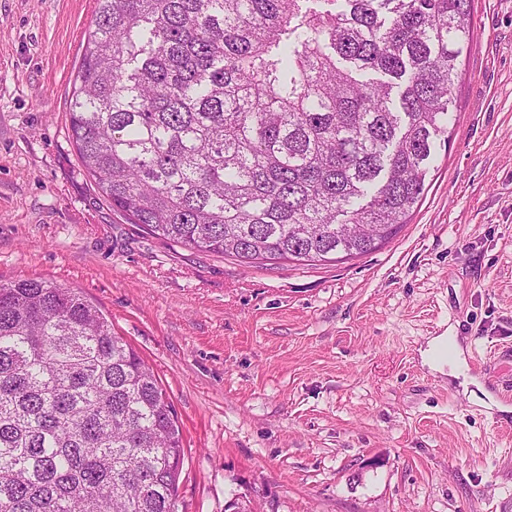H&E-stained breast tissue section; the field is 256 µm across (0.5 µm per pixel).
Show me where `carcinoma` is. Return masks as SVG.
Listing matches in <instances>:
<instances>
[{"instance_id":"obj_1","label":"carcinoma","mask_w":512,"mask_h":512,"mask_svg":"<svg viewBox=\"0 0 512 512\" xmlns=\"http://www.w3.org/2000/svg\"><path fill=\"white\" fill-rule=\"evenodd\" d=\"M68 116L112 209L244 261L336 263L408 223L471 0H96ZM184 449L100 309L0 283V512H175Z\"/></svg>"}]
</instances>
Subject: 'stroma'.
I'll return each instance as SVG.
<instances>
[{
  "mask_svg": "<svg viewBox=\"0 0 512 512\" xmlns=\"http://www.w3.org/2000/svg\"><path fill=\"white\" fill-rule=\"evenodd\" d=\"M95 8L0 0V282L77 289L153 367L177 512H512V0H472L409 223L325 265L245 264L112 210L68 134Z\"/></svg>",
  "mask_w": 512,
  "mask_h": 512,
  "instance_id": "1",
  "label": "stroma"
}]
</instances>
